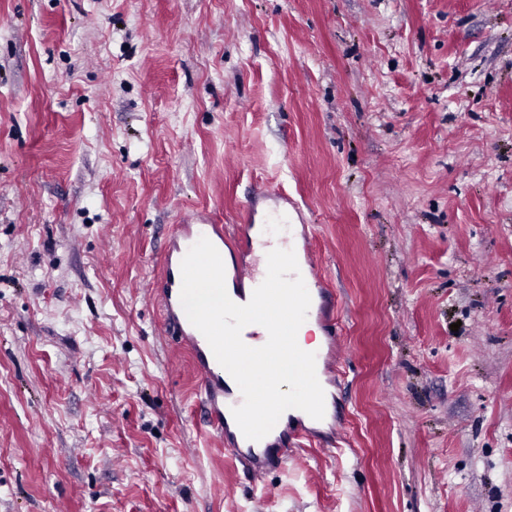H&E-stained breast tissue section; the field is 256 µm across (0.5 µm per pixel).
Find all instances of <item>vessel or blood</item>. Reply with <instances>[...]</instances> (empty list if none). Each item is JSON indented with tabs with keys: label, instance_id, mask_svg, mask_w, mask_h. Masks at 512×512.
<instances>
[{
	"label": "vessel or blood",
	"instance_id": "b4317fda",
	"mask_svg": "<svg viewBox=\"0 0 512 512\" xmlns=\"http://www.w3.org/2000/svg\"><path fill=\"white\" fill-rule=\"evenodd\" d=\"M302 218L297 203L286 193L266 189L254 196L245 207L243 238L225 235L223 225L214 223L202 211L186 214L175 225L161 261L159 273L147 283V298L161 311L160 334L175 338L190 353L199 394L204 402L211 433L236 459L246 462L254 478L282 467L288 460L284 439L312 438L316 430L307 414L289 416L286 423L276 424L270 438L247 439L238 427L233 407L243 397L231 375L218 363L203 334L188 320L180 301L181 262L199 238H207L217 250L240 249V260L225 268V280L232 283L241 302H248L250 292L259 286L267 271V255L276 248L294 250L300 273L311 297L308 320L316 322L324 344L316 348V374L320 383L331 382L336 371L340 344V326L335 313L338 301L326 287L310 242H298L295 226Z\"/></svg>",
	"mask_w": 512,
	"mask_h": 512
}]
</instances>
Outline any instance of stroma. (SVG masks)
Returning a JSON list of instances; mask_svg holds the SVG:
<instances>
[{
  "label": "stroma",
  "mask_w": 512,
  "mask_h": 512,
  "mask_svg": "<svg viewBox=\"0 0 512 512\" xmlns=\"http://www.w3.org/2000/svg\"><path fill=\"white\" fill-rule=\"evenodd\" d=\"M264 186L346 425L258 484L142 292ZM61 504L512 512V0H0V512Z\"/></svg>",
  "instance_id": "obj_1"
}]
</instances>
